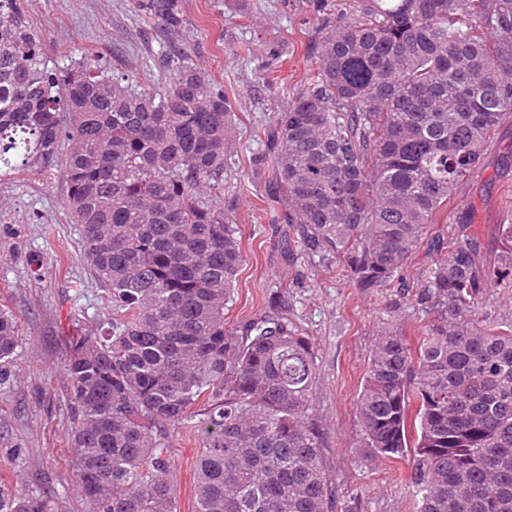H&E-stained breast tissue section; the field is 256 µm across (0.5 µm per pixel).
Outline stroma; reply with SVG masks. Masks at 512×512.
<instances>
[{
  "label": "stroma",
  "instance_id": "obj_1",
  "mask_svg": "<svg viewBox=\"0 0 512 512\" xmlns=\"http://www.w3.org/2000/svg\"><path fill=\"white\" fill-rule=\"evenodd\" d=\"M45 55L83 57L104 69L133 73L148 91L169 78L153 56L162 37L135 15L130 0H26ZM177 41L232 104V160L224 197L242 236L245 262L227 324L264 313L270 292L288 299V317L315 345L314 398L323 429V466L333 512H416L406 481L407 458L367 461L360 448L356 396L382 327L403 329L417 343L431 315L418 305L454 228L469 225L488 252L500 247L497 227L512 224V118L496 131L483 165L452 193L430 233L411 253L406 293L359 288L333 257L296 256L282 193L254 162L265 152L269 125L311 78L314 28L308 0H182ZM279 49L270 57V49ZM61 169L0 179V309L15 317L21 346L0 386V485L44 494L58 491L54 512H83L72 475L69 380L65 344L110 321L107 287L83 258L79 227L65 205ZM172 459L178 512H193L199 435L181 429Z\"/></svg>",
  "mask_w": 512,
  "mask_h": 512
}]
</instances>
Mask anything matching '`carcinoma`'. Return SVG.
Masks as SVG:
<instances>
[{"instance_id":"obj_1","label":"carcinoma","mask_w":512,"mask_h":512,"mask_svg":"<svg viewBox=\"0 0 512 512\" xmlns=\"http://www.w3.org/2000/svg\"><path fill=\"white\" fill-rule=\"evenodd\" d=\"M309 0L314 78L274 116L272 181L290 251L334 255L388 288L512 114V0ZM166 35L182 0H132ZM151 93L83 58L51 66L23 0H0V177L61 167L83 256L112 321L70 341L73 472L84 512H177L171 448L201 433L193 512H331L314 399L316 351L271 294L224 324L245 262L224 213L231 103L167 39ZM491 263L458 224L417 302V346L383 328L356 399L369 456L412 460L418 512H512V325L479 309L512 276V224ZM20 336L0 310V382ZM0 487V512H53Z\"/></svg>"}]
</instances>
